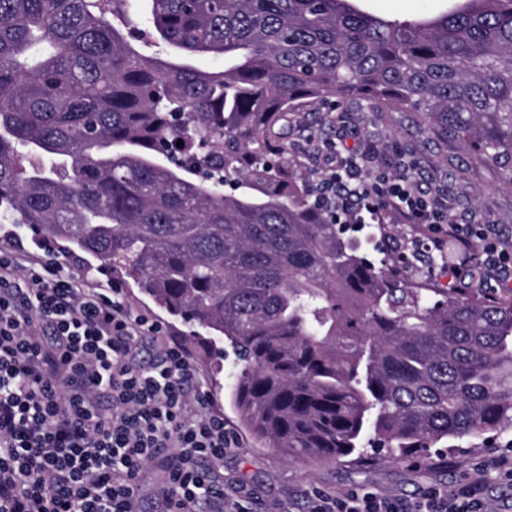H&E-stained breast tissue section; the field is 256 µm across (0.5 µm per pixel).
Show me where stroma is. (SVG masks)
Here are the masks:
<instances>
[{
    "label": "stroma",
    "mask_w": 512,
    "mask_h": 512,
    "mask_svg": "<svg viewBox=\"0 0 512 512\" xmlns=\"http://www.w3.org/2000/svg\"><path fill=\"white\" fill-rule=\"evenodd\" d=\"M361 9L387 18H429L437 14L441 0H360ZM324 136L336 155L354 157L369 174L392 175L403 162H414L411 180L416 189L443 192L451 206V219L468 224L473 219L493 225L499 239L512 240V190L502 185L497 165L480 162L462 153L455 145L424 135L412 112H361L347 106L342 120L325 126ZM386 235L374 225L358 224L353 236L364 246L385 238L391 257L411 254L409 264L400 265L404 279L419 288H459L463 282L449 277L440 262L419 252L425 235L419 224H405L396 215L385 219ZM17 245L23 264L31 261L61 262L67 273L87 278L90 287L121 288L127 303L157 321L166 336L182 343L191 355L200 382L211 395V409L224 419L232 443L215 468L225 486L237 488L248 512H310L314 494L340 495L349 491L417 502L430 487L443 490L459 483L481 480L489 512H512V482L487 469L488 460L512 457V425L506 426L490 442L463 443L447 454L398 461L384 455L356 454L333 462L292 460L275 448L257 442L231 403V382L237 371L233 353L224 356L223 371H216L206 345L188 341L185 326L143 296L132 281L113 280L87 269L85 256L67 254L45 243L27 226L0 223V246Z\"/></svg>",
    "instance_id": "obj_1"
}]
</instances>
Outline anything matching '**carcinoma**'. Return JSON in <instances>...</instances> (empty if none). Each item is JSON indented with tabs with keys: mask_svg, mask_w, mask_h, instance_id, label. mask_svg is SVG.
Here are the masks:
<instances>
[{
	"mask_svg": "<svg viewBox=\"0 0 512 512\" xmlns=\"http://www.w3.org/2000/svg\"><path fill=\"white\" fill-rule=\"evenodd\" d=\"M329 95L417 112L511 185L512 0L402 20L353 0H0V222L133 280L188 339L224 337L234 405L290 458L499 432L512 291L411 288L344 238L285 141Z\"/></svg>",
	"mask_w": 512,
	"mask_h": 512,
	"instance_id": "cac0c4a2",
	"label": "carcinoma"
}]
</instances>
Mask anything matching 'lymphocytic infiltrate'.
<instances>
[{"mask_svg": "<svg viewBox=\"0 0 512 512\" xmlns=\"http://www.w3.org/2000/svg\"><path fill=\"white\" fill-rule=\"evenodd\" d=\"M322 200L341 220L400 209L427 227L432 247L459 244L449 275L512 268L484 224H452L448 201L415 192L408 175L365 177L356 162L330 159ZM18 258L0 250V512H142L144 475L154 466L153 512H242L238 493L216 483L203 460H222L229 437L208 409L188 352L136 313L121 289L84 288L58 269L18 277ZM160 362L143 365L145 344ZM311 512H487L472 480L430 488L415 508L351 492L317 495Z\"/></svg>", "mask_w": 512, "mask_h": 512, "instance_id": "f902f5d3", "label": "lymphocytic infiltrate"}]
</instances>
